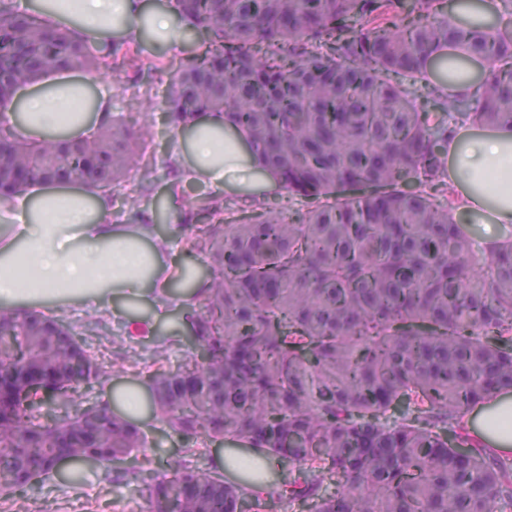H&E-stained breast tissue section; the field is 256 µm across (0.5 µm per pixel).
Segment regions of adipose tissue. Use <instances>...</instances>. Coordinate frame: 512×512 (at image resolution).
Returning <instances> with one entry per match:
<instances>
[{
  "label": "adipose tissue",
  "mask_w": 512,
  "mask_h": 512,
  "mask_svg": "<svg viewBox=\"0 0 512 512\" xmlns=\"http://www.w3.org/2000/svg\"><path fill=\"white\" fill-rule=\"evenodd\" d=\"M75 10L60 9L57 20L76 22L96 41L149 35L170 48L181 43L174 8H151L147 0H75ZM86 80H54L49 89L29 96L17 130L25 136L78 134L88 118L64 120L87 99ZM448 184L458 193L460 209L488 224V241L512 227V130L458 132L448 146ZM172 178L166 185L176 204L188 184L272 193L277 182L261 171L246 149L243 134L232 131L220 112L199 114L176 129L171 153ZM108 198H90L80 189L44 187L16 197L0 208L8 233L0 235V303L30 299L70 301L97 307L105 296L148 299L163 310L170 288L181 280L176 236L160 234L154 215L132 224L107 219Z\"/></svg>",
  "instance_id": "ef3b65f1"
}]
</instances>
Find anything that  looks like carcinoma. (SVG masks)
Returning a JSON list of instances; mask_svg holds the SVG:
<instances>
[{"mask_svg": "<svg viewBox=\"0 0 512 512\" xmlns=\"http://www.w3.org/2000/svg\"><path fill=\"white\" fill-rule=\"evenodd\" d=\"M201 35L173 68L166 125L222 112L247 135L282 209L221 224L192 210L189 253L211 257L191 363L143 380L149 407L193 450L246 447L226 481L186 459L153 485V512H237L270 497L307 512H501L512 462L471 434L468 414L512 393V230L483 245L454 217L445 154L460 125L512 127V34L448 18L445 0H176ZM365 22V32H356ZM458 51L487 64L475 110L438 71ZM141 71L36 11H0V103L72 70ZM433 102L425 110L419 100ZM0 172L111 194L144 133L111 113L72 139L0 124ZM110 372L59 319L0 304V489L59 461L111 468L147 445L104 404L43 420L37 398L77 405ZM288 473L277 482L265 463Z\"/></svg>", "mask_w": 512, "mask_h": 512, "instance_id": "cac0c4a2", "label": "carcinoma"}]
</instances>
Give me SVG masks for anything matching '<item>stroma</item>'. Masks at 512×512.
<instances>
[{"instance_id": "1", "label": "stroma", "mask_w": 512, "mask_h": 512, "mask_svg": "<svg viewBox=\"0 0 512 512\" xmlns=\"http://www.w3.org/2000/svg\"><path fill=\"white\" fill-rule=\"evenodd\" d=\"M179 58V53L163 45L147 43L139 74L110 71L95 77L93 88L95 95L110 96L112 114L123 117L127 125L147 124L153 129V139L140 151L138 169L149 192L140 197L139 207L159 215V230L163 233L178 228L180 219L165 196L173 136L164 122L167 88L173 76L164 64ZM183 199L198 205L216 201L228 224L246 222L253 215L236 189L192 185L185 188ZM30 307L45 316L64 320L91 354L112 364L111 376L105 384L81 385L83 403L87 406L104 400L110 390L139 385L143 377L155 371L153 351L164 339L177 341L170 352L169 368H177L190 358L187 347L181 343L186 336V315L180 305L159 317L149 303L140 302L138 312L146 321V331L131 340L125 337L128 313L124 310L99 317L92 309L69 304L34 301ZM140 422L148 443L137 459L119 463V470L126 473L124 480L113 481L104 468L95 464L63 463L58 475L10 491L4 497L6 504L14 512H45L50 503L56 504L59 512H71L70 503L75 500L80 512H131L137 505L150 501L156 479L170 475L186 458L187 448L177 434L165 430L152 414H144Z\"/></svg>"}]
</instances>
